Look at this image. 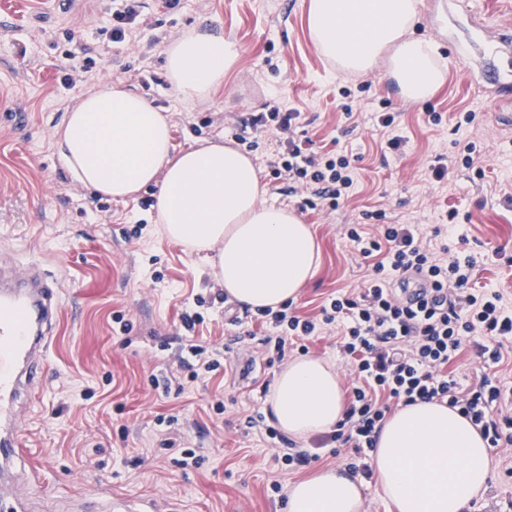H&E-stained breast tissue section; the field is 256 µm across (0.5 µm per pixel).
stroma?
<instances>
[{"label": "stroma", "mask_w": 512, "mask_h": 512, "mask_svg": "<svg viewBox=\"0 0 512 512\" xmlns=\"http://www.w3.org/2000/svg\"><path fill=\"white\" fill-rule=\"evenodd\" d=\"M308 0H181L173 9L151 0L141 42L148 56L114 45L112 0H0V256L12 266L46 271L60 308L53 324L49 367L35 399L18 398L23 458L14 491L31 512H95L98 499L154 501L157 512H282V485L339 461L322 453L301 467L278 463L270 440L247 425L264 414L281 363H269L261 340L270 330L258 313L236 308L224 316L221 290L205 262L171 242L155 222L157 187L117 202L84 189L61 166L54 128L84 93L102 82H124L168 112L172 143L184 151L223 135L262 111L270 99L302 114L316 146L356 155L353 195L334 211L304 209L288 182L274 179L273 133L249 156L266 187L265 203L296 211L320 248V265L290 309L318 315L332 294L351 291L374 265L344 234L349 224L384 212L388 224H417L433 247L471 256V287L503 295L512 312V130L487 115L486 92L468 70L500 72L507 56L461 51L472 24L453 0H420L416 36L437 47L447 77L427 100L408 104L383 70L338 74L314 48ZM203 26L241 48L224 85L191 103L165 77L164 43ZM91 65L89 82L60 85L65 73ZM379 112L396 115L395 130L378 127ZM438 112L440 123L429 122ZM471 112L470 128H457ZM402 135V154L386 142ZM474 142L480 170L459 161ZM446 155L449 177L434 182L430 165ZM452 234L439 230L447 208ZM203 322L187 330L185 310ZM219 353L220 368L189 381L180 364L190 346ZM504 361L488 365L463 354L448 366L464 384L489 377L512 384V344ZM171 448H192L202 465L179 466Z\"/></svg>", "instance_id": "obj_1"}]
</instances>
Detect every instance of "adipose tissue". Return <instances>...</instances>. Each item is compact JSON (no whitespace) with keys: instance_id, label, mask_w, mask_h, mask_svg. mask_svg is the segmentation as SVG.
Segmentation results:
<instances>
[{"instance_id":"1","label":"adipose tissue","mask_w":512,"mask_h":512,"mask_svg":"<svg viewBox=\"0 0 512 512\" xmlns=\"http://www.w3.org/2000/svg\"><path fill=\"white\" fill-rule=\"evenodd\" d=\"M418 7L419 0H310V37L338 71L384 68L403 100L420 102L446 72L434 44L412 34ZM239 55L223 34L192 29L167 43L165 75L191 102L221 87ZM54 145L75 181L112 200L157 186L166 236L190 254L211 255L215 278L242 308L276 310L296 300L319 266L308 225L263 202L260 172L247 155L218 141L175 152L167 116L128 87L83 94ZM267 407L292 439L331 431L345 411L340 376L328 361L295 358L277 374ZM492 464L479 429L437 401L398 407L369 459L396 512H469L486 492ZM361 486L353 473L323 470L289 486L286 512H363Z\"/></svg>"}]
</instances>
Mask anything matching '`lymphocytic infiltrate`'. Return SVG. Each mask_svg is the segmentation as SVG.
I'll list each match as a JSON object with an SVG mask.
<instances>
[{
    "instance_id": "obj_1",
    "label": "lymphocytic infiltrate",
    "mask_w": 512,
    "mask_h": 512,
    "mask_svg": "<svg viewBox=\"0 0 512 512\" xmlns=\"http://www.w3.org/2000/svg\"><path fill=\"white\" fill-rule=\"evenodd\" d=\"M145 7L144 0H112L113 43L136 41ZM299 118L295 109L270 104L239 120L235 138L243 143L248 135L274 132V178L285 176L311 190L305 206L319 200L336 208L353 186L354 158L314 149L311 140L300 139ZM378 233L373 239L357 228L346 230L364 256L383 254L357 293L330 298L316 318L281 309L268 320L273 333L263 343L279 361L291 350L289 337L337 328L336 346L357 383L343 419L319 440V447L333 457L345 448L362 454L374 448L393 408L435 400L465 415L490 447L511 448L512 387L486 378L465 387L447 372L448 364L470 349L483 362H502L504 342L512 338V315L505 311L502 294L470 287L471 261L431 248L418 225L382 224ZM413 277L424 278L428 286L410 299L404 285Z\"/></svg>"
}]
</instances>
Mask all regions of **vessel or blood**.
I'll return each mask as SVG.
<instances>
[{"label": "vessel or blood", "mask_w": 512, "mask_h": 512, "mask_svg": "<svg viewBox=\"0 0 512 512\" xmlns=\"http://www.w3.org/2000/svg\"><path fill=\"white\" fill-rule=\"evenodd\" d=\"M474 84L496 83V90L487 97L497 125L512 126V114L502 105L512 102V79L491 80L482 71H471ZM18 279L35 281V288L19 295L7 290L0 292V421H6L9 440L0 445V462L12 459L22 448L21 428L12 422L10 403L21 390L32 387L47 361L49 333L59 310L54 291L39 281L36 271L24 269Z\"/></svg>", "instance_id": "vessel-or-blood-1"}]
</instances>
